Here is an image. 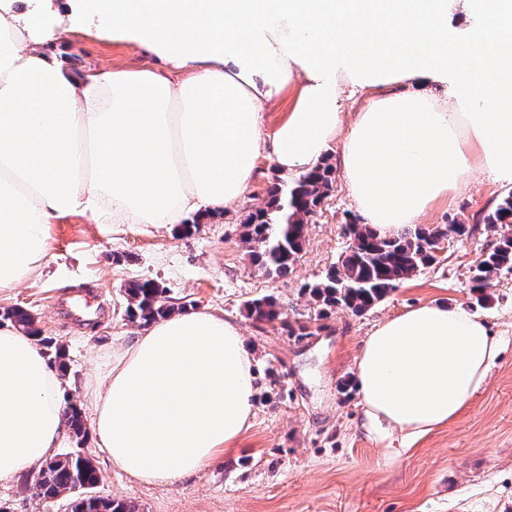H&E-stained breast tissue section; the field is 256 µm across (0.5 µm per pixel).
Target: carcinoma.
<instances>
[{
	"instance_id": "carcinoma-1",
	"label": "carcinoma",
	"mask_w": 512,
	"mask_h": 512,
	"mask_svg": "<svg viewBox=\"0 0 512 512\" xmlns=\"http://www.w3.org/2000/svg\"><path fill=\"white\" fill-rule=\"evenodd\" d=\"M333 184V169L327 163L302 173L291 185L274 183L268 191L266 205L249 213L241 224L240 238L248 245L251 264L268 276L288 274L303 249L305 218L320 205ZM483 221L495 234L496 241L472 271V290L480 296L492 286L493 277L499 272L512 271V191L500 198ZM347 231L351 243L340 262L323 280L309 286L318 319L339 306L355 314L368 311L400 281L437 262L432 252L437 241L450 234L461 238L468 234V227L453 221L444 227L417 226L413 230L405 228L396 235L381 236L367 224H349ZM128 295L130 317L145 325L175 312L166 289L154 282L136 283L128 288ZM247 312L259 323L284 321L280 303L270 295L249 302ZM3 318L33 336L50 361L65 369L63 348L52 339L40 336L29 312L13 308L4 311ZM65 417L68 428L76 436L85 435L77 404H67ZM98 481L99 474L91 460L73 457L69 451L46 459L33 476L34 487L42 496L55 498L67 494L70 512H135V507L122 501L76 493L77 484L91 485Z\"/></svg>"
}]
</instances>
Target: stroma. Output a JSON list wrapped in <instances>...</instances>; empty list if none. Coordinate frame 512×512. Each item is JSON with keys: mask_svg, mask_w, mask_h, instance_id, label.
Instances as JSON below:
<instances>
[{"mask_svg": "<svg viewBox=\"0 0 512 512\" xmlns=\"http://www.w3.org/2000/svg\"><path fill=\"white\" fill-rule=\"evenodd\" d=\"M20 17L44 15L73 71L163 70L139 44L95 25L55 14L54 0H0ZM340 147L324 160L335 182L306 219L303 250L287 275L253 266L240 238L247 215L268 199L280 173L260 156L246 193L204 216L198 231L178 225L99 224L76 212L48 227L49 250L39 275L0 291V312L22 308L43 336L66 350L64 395L85 420L93 394L112 365V353L142 331L128 316L127 288L152 280L166 288L176 310H206L238 324L255 363L251 426L235 450L220 453L199 473L170 485H146L113 465L95 433H66L61 450L85 449L101 481L95 493L134 505L136 512H512V272H501L477 301L472 270L494 239L482 222L512 183L473 171L468 186L432 206L425 227L451 221L471 232L438 263L398 284L370 310L344 308L318 317L307 287L322 280L345 254L349 221H361L339 165ZM275 296L284 319L259 324L248 301ZM427 301L464 305L487 320L504 344L484 386L455 420L421 436L393 433L378 442L363 430L355 376L362 340L384 319ZM317 319L310 335H289L290 322ZM66 496L46 499L27 475L0 482V512H66Z\"/></svg>", "mask_w": 512, "mask_h": 512, "instance_id": "obj_1", "label": "stroma"}]
</instances>
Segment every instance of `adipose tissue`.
<instances>
[{
	"mask_svg": "<svg viewBox=\"0 0 512 512\" xmlns=\"http://www.w3.org/2000/svg\"><path fill=\"white\" fill-rule=\"evenodd\" d=\"M188 70L77 78L61 52L0 8V289L32 280L46 229L184 224L238 199L257 159L288 174L340 143L357 210L389 235L468 184L512 181V0H65ZM300 82L272 132L260 107ZM372 95L344 126L345 94ZM502 344L460 306L428 302L378 323L356 358L363 427L411 437L455 419ZM254 363L239 326L207 311L149 325L112 356L93 429L113 464L176 484L251 426ZM61 376L34 339L0 328V481L65 436Z\"/></svg>",
	"mask_w": 512,
	"mask_h": 512,
	"instance_id": "obj_1",
	"label": "adipose tissue"
}]
</instances>
